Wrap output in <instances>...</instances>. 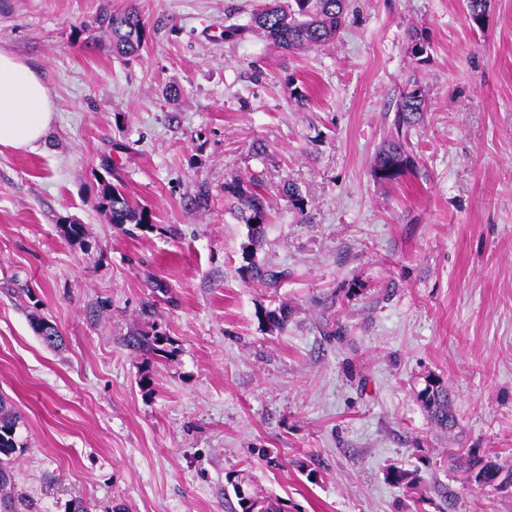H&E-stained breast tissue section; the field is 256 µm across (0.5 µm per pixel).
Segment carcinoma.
<instances>
[{
	"label": "carcinoma",
	"instance_id": "carcinoma-1",
	"mask_svg": "<svg viewBox=\"0 0 512 512\" xmlns=\"http://www.w3.org/2000/svg\"><path fill=\"white\" fill-rule=\"evenodd\" d=\"M351 0H267L265 6L250 14L246 24L224 26V37L241 38L249 32H259L274 47L294 52L300 49L325 47L336 40L346 25ZM94 29L106 31L112 36V52L120 57L137 56L143 47L145 23L133 8L120 12H101L94 20ZM419 84H411L396 103L392 126L394 133L376 153L373 160L375 179L393 185L415 168L407 145L409 132L423 119L427 96L416 93ZM262 180L248 183L234 182L224 186V192L235 200L237 217L248 228V244L242 248L239 266L245 281L258 280L271 288L288 278V271L264 267L256 260L267 224L269 207L265 196L259 192ZM283 195L295 212L306 215V201L299 187L289 183L282 187ZM100 206L109 214L112 224H148L150 215L146 208L130 202L125 195L110 184L100 190ZM291 316L288 306L267 310L263 320L276 329L282 328ZM31 327L48 345H56L61 336L55 326L43 318L31 317ZM418 399L430 417L440 428L450 430L456 420L451 410L448 387L441 379L430 378L418 393ZM24 425L21 415L4 397L0 396V512H16L15 502L20 498L14 484L12 462L21 455L25 446L20 440L19 429ZM448 458L455 466L467 473L468 480L492 486L500 491L512 489V468H506L493 460H484L459 448L448 451ZM387 478L408 488L417 487L416 474L392 467ZM227 483L237 499L236 512H287L283 501L277 497L260 495L252 489V480L244 474H230Z\"/></svg>",
	"mask_w": 512,
	"mask_h": 512
}]
</instances>
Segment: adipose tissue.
Returning <instances> with one entry per match:
<instances>
[{
	"label": "adipose tissue",
	"mask_w": 512,
	"mask_h": 512,
	"mask_svg": "<svg viewBox=\"0 0 512 512\" xmlns=\"http://www.w3.org/2000/svg\"><path fill=\"white\" fill-rule=\"evenodd\" d=\"M55 115L54 99L36 71L0 51V146L37 148Z\"/></svg>",
	"instance_id": "adipose-tissue-1"
}]
</instances>
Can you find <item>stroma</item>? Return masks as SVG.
I'll return each mask as SVG.
<instances>
[{"instance_id": "obj_1", "label": "stroma", "mask_w": 512, "mask_h": 512, "mask_svg": "<svg viewBox=\"0 0 512 512\" xmlns=\"http://www.w3.org/2000/svg\"><path fill=\"white\" fill-rule=\"evenodd\" d=\"M262 2L0 0V50L56 104L44 144L0 147V395L25 421L20 512L76 497L235 512L238 471L288 512H512V492L443 462L470 448L512 466V0H490L481 30L464 0H352L327 48L225 39ZM131 5L146 29L126 60L84 27ZM414 81L419 172L382 185L373 158ZM256 173L270 206L257 258L288 272L275 289L240 278L247 227L224 195ZM106 182L151 224L110 223ZM282 304L284 329L259 323ZM154 334L161 351L141 350ZM430 377L454 431L417 398ZM392 466L419 487L387 481Z\"/></svg>"}]
</instances>
